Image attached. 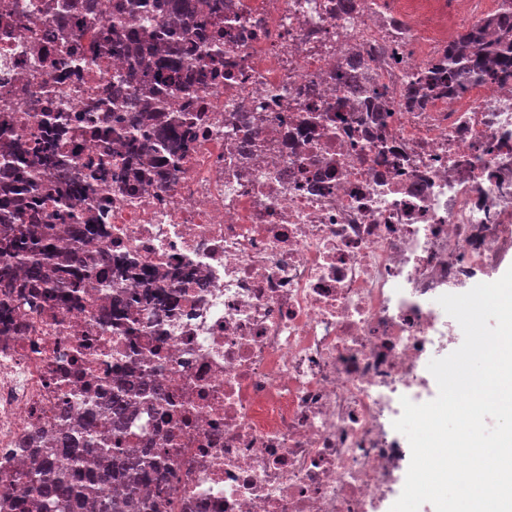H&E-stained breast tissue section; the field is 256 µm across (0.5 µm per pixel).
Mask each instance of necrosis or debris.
Returning a JSON list of instances; mask_svg holds the SVG:
<instances>
[{"mask_svg":"<svg viewBox=\"0 0 512 512\" xmlns=\"http://www.w3.org/2000/svg\"><path fill=\"white\" fill-rule=\"evenodd\" d=\"M55 0H0V116L17 138L37 112L93 114L128 65L75 62L58 35L90 49L86 20ZM202 0L203 51L165 107L194 128L161 177L103 183L87 215L104 236L98 260L126 256L167 278L169 310L134 315L136 340L104 328L116 292L142 291L135 271L80 303L20 307L0 328V485L18 481L31 434L54 447L73 418L105 416L100 379L135 354L159 395L130 407L132 448H163L144 493L168 512H384L411 460L393 427L401 398L432 393L426 367L456 350L459 324L438 304L512 256V76L469 83L423 107L409 74L446 57L458 35L503 0ZM357 61L366 87L336 76Z\"/></svg>","mask_w":512,"mask_h":512,"instance_id":"necrosis-or-debris-1","label":"necrosis or debris"}]
</instances>
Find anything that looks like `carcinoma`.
<instances>
[{
    "label": "carcinoma",
    "instance_id": "obj_1",
    "mask_svg": "<svg viewBox=\"0 0 512 512\" xmlns=\"http://www.w3.org/2000/svg\"><path fill=\"white\" fill-rule=\"evenodd\" d=\"M198 0H112V15L97 20L100 25L98 48L124 58L139 75V84L130 89L112 87V96L101 106L125 111L114 114V132L131 159L173 153L184 141L193 124V115L180 112L159 121L146 111L145 98L158 94L181 81L190 64L192 50L180 42L190 20L197 17ZM137 15L142 24L129 29L126 18ZM512 66V4L498 14L479 21L454 44V56L446 67H433L409 76V90L415 99L432 97L447 84L485 81L506 73ZM37 125L48 135L24 143L10 136L0 123V323L12 320L21 306L40 308L66 305L79 300L90 275L80 255L60 246V235L75 239L103 232L101 224H81L74 214L76 201L93 195L107 177L124 182V175L111 173L101 165L86 163L83 178L71 180L67 173L78 161L77 153L66 150L56 134L71 122L68 112H41ZM54 172L60 177L54 200L55 214L64 222L63 233L49 224L38 223L39 200L36 176ZM29 201L30 221L19 224L20 203ZM23 268L19 281L15 266ZM132 262L124 256L112 259V276L100 287L127 277ZM157 392L141 380L112 390V424L123 422L128 394ZM148 449L125 447L121 436L108 437L86 426L79 436H68L31 466L20 471L26 490L12 488L10 500L16 512H162L165 491L142 493V486L157 471ZM109 485L119 486V495L105 494Z\"/></svg>",
    "mask_w": 512,
    "mask_h": 512
}]
</instances>
